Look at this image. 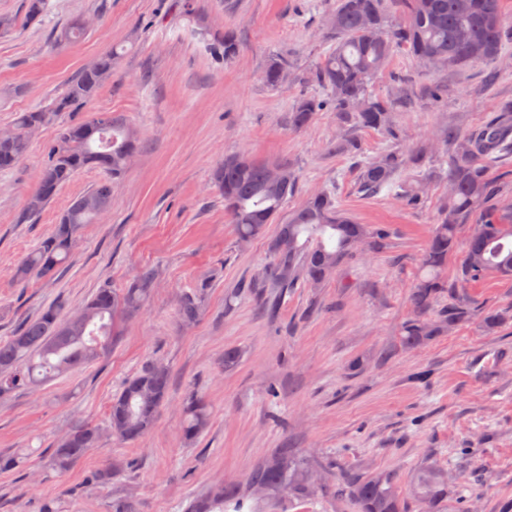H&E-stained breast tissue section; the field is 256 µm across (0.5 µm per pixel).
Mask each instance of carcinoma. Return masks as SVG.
<instances>
[{
  "instance_id": "1",
  "label": "carcinoma",
  "mask_w": 512,
  "mask_h": 512,
  "mask_svg": "<svg viewBox=\"0 0 512 512\" xmlns=\"http://www.w3.org/2000/svg\"><path fill=\"white\" fill-rule=\"evenodd\" d=\"M337 0L327 35L334 46L315 71V82L325 89L324 100L299 96L288 113V123L305 128L315 112L328 107L336 112L340 126L376 130L397 140L402 132L393 120L396 107L408 102L401 89L389 96L369 93V80L381 71L396 51H404L427 66L468 68L497 59L506 34L502 0ZM211 56L225 62L240 52L237 32L197 31ZM114 53H101L84 68L47 109L25 112L15 128L0 135V172L13 169L27 155L32 133L52 125L62 112H75L91 98L112 74ZM289 55L270 61L263 81L277 87L283 73L291 72ZM444 144L441 161L448 166V187L436 224L422 254L416 284L410 294L415 316L401 331V346L425 344L471 313L464 288L490 275L512 277V197L500 199L494 185L493 165L499 153L512 150V105L501 108L495 120L468 132L448 131L439 135ZM139 150V135L121 116L100 112L77 123L57 126L46 162L39 171L37 186L27 199L23 219L40 214L58 190L86 168H101L108 178L75 199L62 214L54 232L44 238L15 269L19 283L32 278L51 280L67 263L85 225L92 224L110 207L112 181L126 171L130 158ZM420 163L419 152H383L363 162L358 170V188L377 194L391 184L401 187L398 196L410 205L423 197L427 178L413 173ZM212 181L224 197V209L234 224L239 244L262 235L266 225L283 220L278 236L270 243L272 260L261 279L263 287L282 290L299 279L317 287L344 262L362 253V246L381 245L383 233L342 214L331 190L310 195L298 209L281 218L282 207L298 189L294 164L256 161L243 153L224 156L212 172ZM473 225L465 240L459 227ZM462 253L456 279L448 282L443 268L448 257ZM156 271L143 269L128 287L116 290L103 286L74 317L64 316L58 306H49L24 321L14 334L0 341V396L29 389L69 370L94 364L112 351L117 340L116 321L140 311L154 292ZM448 306L438 307L443 296ZM202 311L195 291L182 294L179 319L190 324ZM170 385L169 369L146 363L128 377L112 399L106 426L118 439L136 442L153 426ZM210 419L208 402L189 398L183 407L182 434L193 441ZM100 428L78 423L49 449L50 464L66 470L87 449L99 442ZM419 483V506L434 504L448 490V478L431 464L423 469ZM250 484L261 503L267 495L285 493L304 499L319 492L325 498L341 492L353 501L356 512H410L395 472L354 475L342 487L329 482L317 484L307 457L288 448L257 466ZM236 489L222 486L194 499L187 512H242Z\"/></svg>"
}]
</instances>
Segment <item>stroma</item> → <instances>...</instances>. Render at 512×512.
<instances>
[{
  "instance_id": "1",
  "label": "stroma",
  "mask_w": 512,
  "mask_h": 512,
  "mask_svg": "<svg viewBox=\"0 0 512 512\" xmlns=\"http://www.w3.org/2000/svg\"><path fill=\"white\" fill-rule=\"evenodd\" d=\"M23 0H0V131L19 113L51 106L67 84L106 50L112 74L82 111L122 115L141 148L112 185L107 213L87 225L52 280L18 284L15 268L54 230L71 202L102 181L98 168L77 173L40 215L22 221L28 196L53 141L36 132L25 159L0 172V340L16 323L49 305L72 313L102 285L125 287L143 268H155L156 288L102 362L55 377L37 389L0 397V454L27 450L22 467L0 471V512H112L119 498L139 512H184L217 484L248 490L255 466L278 449L308 456L341 483L350 473L398 472L409 508H416L415 474L437 464L449 491L433 512H459L456 487L465 470L480 485L473 512H512V277H489L468 289L467 321L409 350L401 328L413 317L409 295L445 192L436 162L437 134L483 124L512 103V35L499 56L472 68L433 70L397 52L369 85L388 96L399 85H437L397 109L402 140L359 131L357 154L337 151L343 134L336 114L316 112L292 129L296 98H323L311 73L331 48L327 19L336 0H48L46 14L26 20ZM86 22L84 36L66 46L56 34ZM235 29L241 49L214 63L195 34L198 25ZM291 54L297 81L267 86L263 72ZM419 150L429 180L422 203L405 205L387 188L357 189V165L384 151ZM246 152L295 164L298 190L288 209L311 192L330 189L336 206L359 223L384 230L381 248L348 260L319 287L300 281L265 297L239 295L240 283L260 279L267 225L248 246L237 243L211 171L225 155ZM200 289L202 313L191 324L177 316L181 293ZM505 314L495 333L482 328L486 312ZM241 352L224 370L227 348ZM154 360L171 372L169 395L153 427L135 443L105 431L122 382ZM277 398H270L269 390ZM205 397L210 421L194 443L181 430L190 395ZM77 422L103 427L96 447L69 469L52 468L47 448ZM470 449L461 460L459 449ZM114 467L110 483L94 472Z\"/></svg>"
}]
</instances>
